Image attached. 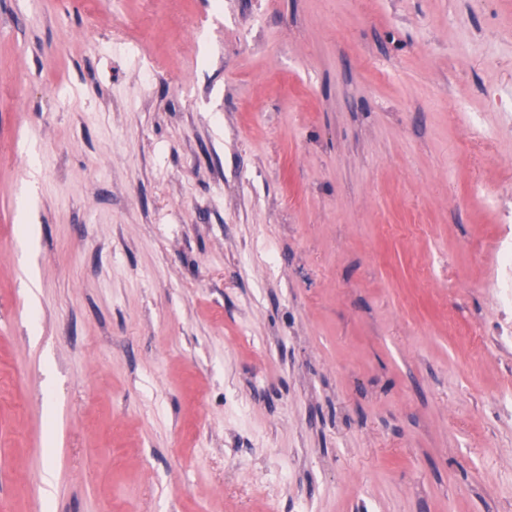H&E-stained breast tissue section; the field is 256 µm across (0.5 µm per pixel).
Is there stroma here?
<instances>
[{
    "instance_id": "1",
    "label": "stroma",
    "mask_w": 512,
    "mask_h": 512,
    "mask_svg": "<svg viewBox=\"0 0 512 512\" xmlns=\"http://www.w3.org/2000/svg\"><path fill=\"white\" fill-rule=\"evenodd\" d=\"M508 189L512 0H0V512H512ZM503 221L501 234L495 245L496 278L493 300L495 308L500 315L499 325L495 332L498 344L511 345L512 343V214Z\"/></svg>"
}]
</instances>
